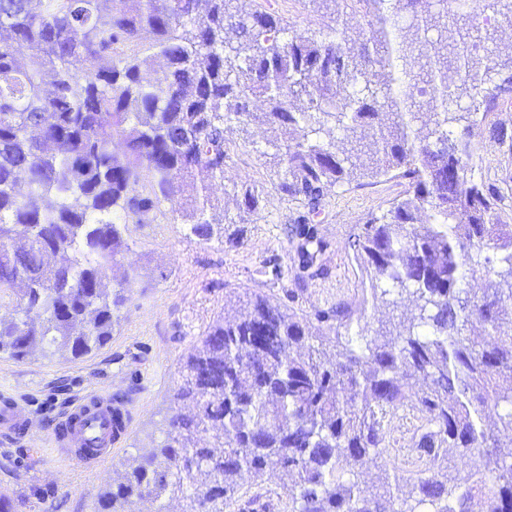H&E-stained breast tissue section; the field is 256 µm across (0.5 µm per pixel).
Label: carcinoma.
Masks as SVG:
<instances>
[{
	"instance_id": "obj_1",
	"label": "carcinoma",
	"mask_w": 512,
	"mask_h": 512,
	"mask_svg": "<svg viewBox=\"0 0 512 512\" xmlns=\"http://www.w3.org/2000/svg\"><path fill=\"white\" fill-rule=\"evenodd\" d=\"M236 2L119 0L114 12L100 0H0V302L25 284L18 316L0 320V354L86 356L105 344L125 302L112 288L124 225L163 214L179 193L187 234L208 242L221 225L219 239L239 244L197 176L226 179L228 123L288 127L293 140L271 144L277 189L312 213L357 168L408 180L350 247L371 293L413 310L372 335L341 332L352 312L340 305L306 319L256 295L241 315L225 312L185 364L178 397L194 412L172 420L171 443L135 460L101 506L155 501L173 476L190 512H224L274 462L292 479L288 512H470L476 497L481 512H512V224L472 131L445 133L448 72L481 94L473 67L494 69L496 41L476 56L480 15L448 22L451 0H394L396 16L420 6L406 26L360 0L371 17L361 43L337 29L290 36ZM146 39L168 61L160 79L143 68ZM421 75L429 95L415 102L401 85ZM335 130L341 150L326 139ZM230 185L248 210L263 207L264 189ZM293 235L297 261L273 259L272 272L311 278L327 243L306 216ZM489 409L501 410L496 434L483 427ZM401 411L420 421L407 511L390 484L374 492L339 475L380 454ZM449 448L483 469L439 475Z\"/></svg>"
}]
</instances>
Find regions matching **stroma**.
I'll list each match as a JSON object with an SVG mask.
<instances>
[{
  "mask_svg": "<svg viewBox=\"0 0 512 512\" xmlns=\"http://www.w3.org/2000/svg\"><path fill=\"white\" fill-rule=\"evenodd\" d=\"M242 5L264 8L294 32L317 39L337 27L353 38L367 29L360 0H344L338 15L311 0H242ZM497 46L495 70L483 77L478 97L462 96V119L452 128L459 136L469 128L475 132L478 165L500 198L499 208L512 220V85L507 82L512 76V25L498 27ZM289 137L288 130L257 123L245 128L231 123L225 129L226 178L254 182L267 192L264 208L253 213L225 195L223 181L214 184L225 211L244 233L242 245L206 243L187 235L180 217L170 216V203H163L166 217L129 225L125 233L129 250L113 281L123 286L126 300L121 321L103 347L80 358L68 353H36L23 360L0 356V397H25L35 420L31 433L0 440V495L12 499L15 512H102L101 493L117 484L133 457L166 443L172 418L185 411L177 397L184 362L225 308L260 293L303 314L336 304L361 309L372 330L390 316L382 299H364L369 285L348 241L360 224L404 196L407 180L361 170L330 188L318 214L312 215L328 242L317 256V276L298 280L273 275L270 259L291 263V229L298 216L309 213L306 203L276 189L275 163L265 154L268 142L283 143ZM92 389L122 400L124 430L111 457L86 470L64 461L51 438L65 405ZM415 428L412 421L394 422L386 452L359 473V482L379 483L387 466L407 469L397 450L409 443Z\"/></svg>",
  "mask_w": 512,
  "mask_h": 512,
  "instance_id": "35a3bbf8",
  "label": "stroma"
}]
</instances>
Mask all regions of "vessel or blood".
Returning <instances> with one entry per match:
<instances>
[{
	"instance_id": "1",
	"label": "vessel or blood",
	"mask_w": 512,
	"mask_h": 512,
	"mask_svg": "<svg viewBox=\"0 0 512 512\" xmlns=\"http://www.w3.org/2000/svg\"><path fill=\"white\" fill-rule=\"evenodd\" d=\"M31 424L26 405L11 397L0 399V431L10 434ZM112 400L90 392L74 401L66 413V429L53 444L73 465L92 468L112 452Z\"/></svg>"
}]
</instances>
